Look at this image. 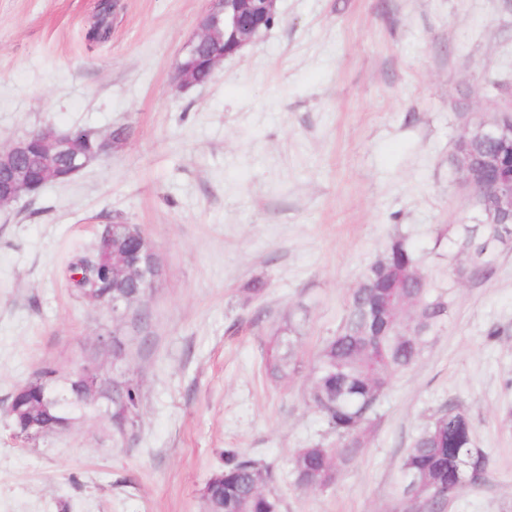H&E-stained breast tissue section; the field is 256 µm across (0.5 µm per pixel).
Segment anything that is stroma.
I'll use <instances>...</instances> for the list:
<instances>
[{
    "mask_svg": "<svg viewBox=\"0 0 512 512\" xmlns=\"http://www.w3.org/2000/svg\"><path fill=\"white\" fill-rule=\"evenodd\" d=\"M0 0V145L51 123L130 139L65 183L0 208V512H206L231 448L271 465L282 512H402L400 463L448 406L486 458L447 512H512V246L459 280L447 326L399 375L334 485H295L301 448L336 436L304 401L314 355L394 237L430 285L478 212L451 162L458 132L512 102V0H279L274 25L205 85L177 89L206 0ZM134 224L162 275L141 330L71 288L105 224ZM266 283L260 295L248 291ZM302 321L270 380L273 329ZM139 384L116 433L106 398L64 429L16 437L9 404L44 368ZM97 20L88 31V38L92 42H105L112 34V1L103 0L98 5Z\"/></svg>",
    "mask_w": 512,
    "mask_h": 512,
    "instance_id": "1",
    "label": "stroma"
}]
</instances>
